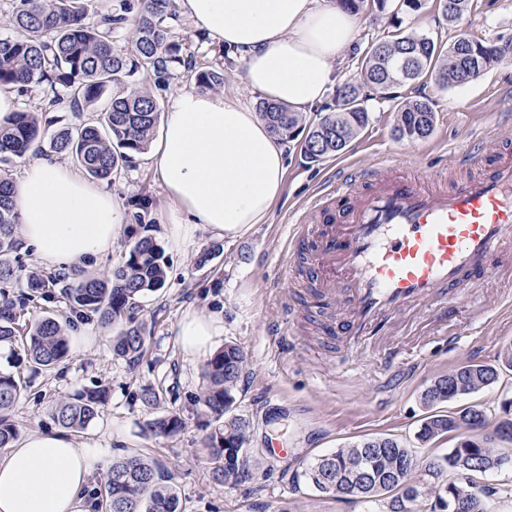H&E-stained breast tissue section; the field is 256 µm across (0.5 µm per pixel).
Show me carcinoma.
I'll return each mask as SVG.
<instances>
[{
    "label": "carcinoma",
    "mask_w": 512,
    "mask_h": 512,
    "mask_svg": "<svg viewBox=\"0 0 512 512\" xmlns=\"http://www.w3.org/2000/svg\"><path fill=\"white\" fill-rule=\"evenodd\" d=\"M95 0H13L8 23L12 35L0 38V88L23 95L33 84L56 91L51 98L69 102L75 122L48 132L40 112L14 111L0 120V171L29 151L68 154L92 180L112 183L121 169L150 147L160 118L158 96L169 90L176 70L186 65L183 43L175 39L166 21L176 18L173 0H145L127 5L133 12L134 46L130 53L114 49V25L126 20L107 12L98 22ZM470 0H443L442 14L460 18ZM438 42L426 34L400 32L382 40L366 53L360 78H350L336 109L311 124L280 103L262 101L259 113L281 140L303 137L301 153L315 162L343 151L369 123V87L381 95L394 87L411 85L429 75L442 89L459 85V73L478 61L479 69L468 80L512 56V36L495 42L470 37L448 44L440 57ZM150 76L154 89L140 87L136 75ZM200 90L224 86V70L201 67L194 73ZM119 91L107 95L109 88ZM105 102L93 121L83 113ZM435 113L423 100L406 102L399 110L395 135L410 141L428 138ZM9 178L0 175V283L20 278L22 265L13 254L19 249L17 215ZM129 245L122 262L106 274L76 265L43 280L29 273V295L45 301L68 303L74 316L92 319L101 332L112 334V351L134 366L145 354L147 331L141 319L142 299L166 285L168 261L155 236L150 203L143 200L131 213ZM20 306L12 300L0 304V348L16 364L34 363L45 370L59 367L70 355L71 324L47 316L19 326ZM242 351L226 344L202 368L204 411L215 423L205 447L219 466L216 481L235 485L243 477L239 459L248 455L250 420L236 413V387L243 371ZM512 370V346L501 354L499 366L468 362L435 379L421 399L429 410L416 432L420 445L453 435L454 444L442 456L419 458L406 444L391 436L370 437L315 459L303 475L318 491L354 503L383 504L384 512H413L412 505L431 495L430 512H487L488 503L509 493L485 481L488 473L512 464V414L507 412L493 432L474 434L487 423L486 412L469 405L444 414L436 406L477 392L495 383L500 370ZM23 392L20 380L0 371V448H10L18 436L10 412ZM105 390L97 387L59 402L53 419L64 430L81 433L99 417ZM158 436L179 432L183 421L174 414L155 415L147 423ZM474 470L485 485L459 484L455 474ZM177 488L165 466L148 457L131 455L112 461L100 493L101 512H178Z\"/></svg>",
    "instance_id": "obj_1"
}]
</instances>
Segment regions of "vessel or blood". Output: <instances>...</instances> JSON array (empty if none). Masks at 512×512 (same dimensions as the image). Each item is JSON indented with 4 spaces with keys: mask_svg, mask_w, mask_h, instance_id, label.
Instances as JSON below:
<instances>
[{
    "mask_svg": "<svg viewBox=\"0 0 512 512\" xmlns=\"http://www.w3.org/2000/svg\"><path fill=\"white\" fill-rule=\"evenodd\" d=\"M459 162L477 176L442 190L347 166L291 225L281 277L307 260L323 328L343 354L424 303L445 327L463 288L512 273V137L477 135Z\"/></svg>",
    "mask_w": 512,
    "mask_h": 512,
    "instance_id": "1",
    "label": "vessel or blood"
}]
</instances>
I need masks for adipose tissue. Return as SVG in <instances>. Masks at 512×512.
I'll use <instances>...</instances> for the list:
<instances>
[{
	"instance_id": "obj_1",
	"label": "adipose tissue",
	"mask_w": 512,
	"mask_h": 512,
	"mask_svg": "<svg viewBox=\"0 0 512 512\" xmlns=\"http://www.w3.org/2000/svg\"><path fill=\"white\" fill-rule=\"evenodd\" d=\"M193 30L234 50L247 85L295 112L323 105L352 47L356 17L335 0H178ZM149 155L169 205L173 246L198 231L235 236L261 223L279 198L286 155L253 110L224 94L175 93ZM22 246L42 263L67 269L109 256L126 223L111 193L60 163L39 158L15 185ZM224 333L219 311L190 312L178 329L190 360L208 357ZM100 463L63 433H34L0 455V512H97L90 482Z\"/></svg>"
}]
</instances>
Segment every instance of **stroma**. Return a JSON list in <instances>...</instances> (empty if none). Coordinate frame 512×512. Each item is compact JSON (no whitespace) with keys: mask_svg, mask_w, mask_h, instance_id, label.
I'll list each match as a JSON object with an SVG mask.
<instances>
[{"mask_svg":"<svg viewBox=\"0 0 512 512\" xmlns=\"http://www.w3.org/2000/svg\"><path fill=\"white\" fill-rule=\"evenodd\" d=\"M358 18L353 48L335 63L343 80L359 74L362 57L384 39L389 27L387 19L374 18L365 9ZM402 19L407 31L428 34L442 43L459 29L493 40L512 36V0H473L454 27L444 19L438 0H425L420 11L403 14ZM171 32L182 41L185 60L199 67L223 68L224 87L232 100L257 108L261 96L246 86L240 59L194 33L184 17L173 21ZM409 98L429 101L435 112L434 130L426 139L399 140L392 134L397 111ZM368 109V125L337 155L309 164L297 143L286 144L285 189L262 223L233 238L217 239L201 231L186 250H167L166 286L143 301L149 337L146 354L137 365L115 356L110 339L88 320L84 333L92 337V344L72 348L60 367L45 371L32 364L20 366L24 390L10 413L19 436L56 430L53 406L100 386L107 392L100 416L76 436L77 442L94 446L102 458L93 490H100L113 459L155 458L168 467L179 490L180 512H382L378 504L362 505L321 493L299 476L314 458L371 436H395L420 456L447 453L452 438L427 447L414 438L427 414L421 393L434 378L463 363L498 364L504 348L512 344V310L499 301L502 294L512 293V281L493 278L456 297L454 304L464 320L476 304L486 307L487 313L479 327L459 326L454 344L435 340V325L415 319L398 328L389 345L371 343L350 354L343 369L336 351L316 328L317 316L310 305L295 310L301 334L285 332L284 312L294 286L280 280L278 258L288 249L289 225L334 180L337 168L358 164L379 167L384 177L466 179L456 152L476 133L497 126L501 113L512 109V61L448 89L428 79L402 87L390 98L371 96ZM110 191L128 212L137 200L148 199L158 220L167 204L165 190L143 155L122 169ZM193 310L223 311L224 334L217 342L237 345L246 357L236 398L238 413L251 423L250 477L233 486L213 478L215 463L203 441L214 425L198 402L202 364L185 359L177 336L180 321ZM390 348L405 360L396 384L386 381L384 357ZM145 385L157 392L159 413L182 419L181 432L156 436L146 430L147 414L138 399ZM509 399L512 370L501 372L496 383L464 399L442 403L441 408L454 411L479 404L494 422ZM275 439L287 445V457L269 454L268 445Z\"/></svg>","mask_w":512,"mask_h":512,"instance_id":"1","label":"stroma"}]
</instances>
